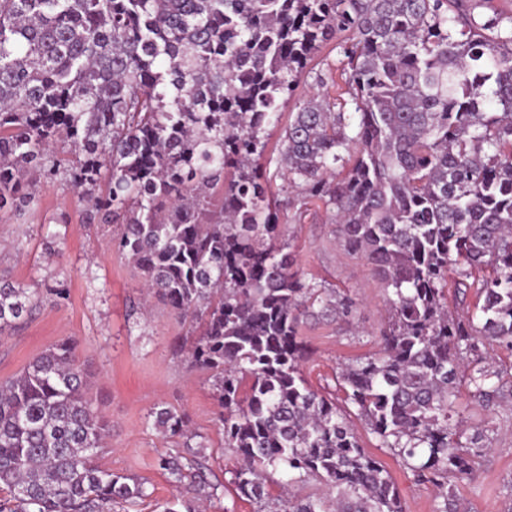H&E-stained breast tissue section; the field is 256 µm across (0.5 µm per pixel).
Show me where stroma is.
Listing matches in <instances>:
<instances>
[{"mask_svg":"<svg viewBox=\"0 0 512 512\" xmlns=\"http://www.w3.org/2000/svg\"><path fill=\"white\" fill-rule=\"evenodd\" d=\"M311 66L324 83L300 77L296 100L319 93L344 98L334 43H327ZM38 191L42 205L37 212L0 213V275L44 300L40 312L20 329L0 335V379L18 374L51 345L75 340L81 362L95 375L94 404L112 424L109 446L98 462L146 483L149 497L135 512H155L157 504L179 494L159 466L176 442L154 429L150 417L164 403L187 414L192 430L204 438L212 480L225 485L223 497L208 504L206 512H257V504L238 498L229 485L235 454L225 447L216 419L214 380L176 350L192 336L189 323L156 298L150 316L142 317V275L107 247L116 226L82 223L85 204L69 182L61 177L44 181ZM286 229L300 271L324 279L356 303L349 322L311 320L302 327L309 350L302 375L319 389L332 384L341 364L378 351L387 323V293L361 255L343 253L338 227L321 204H312L302 219L289 220ZM463 418L481 422L491 441L473 479L458 486L463 512H512V411H467ZM355 428L367 451L391 473L405 512H434L435 488L415 482L395 457L377 447L364 423Z\"/></svg>","mask_w":512,"mask_h":512,"instance_id":"obj_1","label":"stroma"}]
</instances>
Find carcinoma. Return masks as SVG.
<instances>
[{"label": "carcinoma", "mask_w": 512, "mask_h": 512, "mask_svg": "<svg viewBox=\"0 0 512 512\" xmlns=\"http://www.w3.org/2000/svg\"><path fill=\"white\" fill-rule=\"evenodd\" d=\"M349 99L290 113L276 176L301 216L319 202L341 246L387 291L377 353L342 365L345 406L301 373L308 318L347 295L296 268L266 132L321 45L339 34ZM69 178L87 224H117L145 288L198 330L239 498L268 512H404L350 417L458 512L457 483L490 451L459 400L512 408V16L492 0H0V211L36 210ZM454 271L461 311L448 308ZM475 303L467 307L470 289ZM0 279V334L40 306ZM67 339L0 380V512H113L145 482L101 467L110 426ZM181 437L184 412L153 411ZM205 444L159 460L198 512L224 484ZM324 493L272 495L268 469Z\"/></svg>", "instance_id": "cac0c4a2"}]
</instances>
